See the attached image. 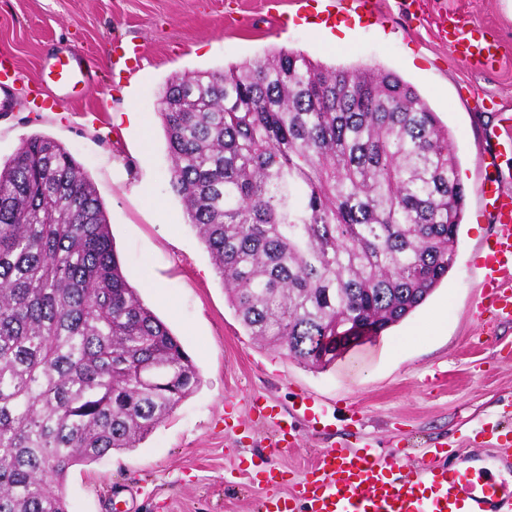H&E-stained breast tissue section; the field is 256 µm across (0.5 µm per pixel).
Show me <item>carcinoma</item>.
Wrapping results in <instances>:
<instances>
[{
    "label": "carcinoma",
    "mask_w": 512,
    "mask_h": 512,
    "mask_svg": "<svg viewBox=\"0 0 512 512\" xmlns=\"http://www.w3.org/2000/svg\"><path fill=\"white\" fill-rule=\"evenodd\" d=\"M169 184L248 335L323 370L322 340L383 331L454 264L451 134L398 75L299 52L173 78ZM126 281L74 157L35 135L0 166V512H69V470L135 448L199 383Z\"/></svg>",
    "instance_id": "1"
}]
</instances>
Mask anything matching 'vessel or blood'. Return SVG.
Masks as SVG:
<instances>
[{
	"instance_id": "1",
	"label": "vessel or blood",
	"mask_w": 512,
	"mask_h": 512,
	"mask_svg": "<svg viewBox=\"0 0 512 512\" xmlns=\"http://www.w3.org/2000/svg\"><path fill=\"white\" fill-rule=\"evenodd\" d=\"M439 35L470 69H484L496 56V44L479 27L444 23ZM142 58L140 43L120 42L109 54V65L130 71ZM45 79L59 88H87L93 80L92 65L81 52L68 51L54 57ZM477 194L498 222L480 265L486 287L482 308L507 318L512 316V289L503 287L501 279L512 271V194L489 178L478 183ZM251 410L261 423L272 425L278 447L296 445L301 427L318 429L328 417L326 407L310 394L299 395L288 415L262 396L253 398ZM245 475L251 483L273 490L261 501L260 512H512L511 482L458 462L439 446L426 449L418 464L408 463L398 450L383 460L365 448H323L297 480L265 461L246 468ZM283 485L289 491L282 495L278 489Z\"/></svg>"
}]
</instances>
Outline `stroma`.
Segmentation results:
<instances>
[{
  "mask_svg": "<svg viewBox=\"0 0 512 512\" xmlns=\"http://www.w3.org/2000/svg\"><path fill=\"white\" fill-rule=\"evenodd\" d=\"M0 0V56L15 60L0 110V163L39 134L60 143L95 185L128 283L181 340L201 383L137 447L70 469L69 512H257L267 490L243 465L268 461L297 476L317 449L345 445L411 459L433 445L491 448V422L512 412V323L482 316L479 274L496 233L476 187L492 177L512 193V9L508 0H379L371 15L340 16L324 0ZM481 25L500 45L498 69L462 65L436 36L439 13ZM346 22L345 42L306 19ZM143 44L141 65L109 75L111 43ZM69 49L95 63L91 89L42 82ZM280 50L327 67H373L409 83L452 137L465 206L455 263L401 323L323 370L290 360L248 335L180 197L168 185L169 150L157 102L174 76L224 70ZM139 122H129L126 108ZM310 394L336 410V426L272 450L253 423L261 395L291 411Z\"/></svg>",
  "mask_w": 512,
  "mask_h": 512,
  "instance_id": "stroma-1",
  "label": "stroma"
}]
</instances>
